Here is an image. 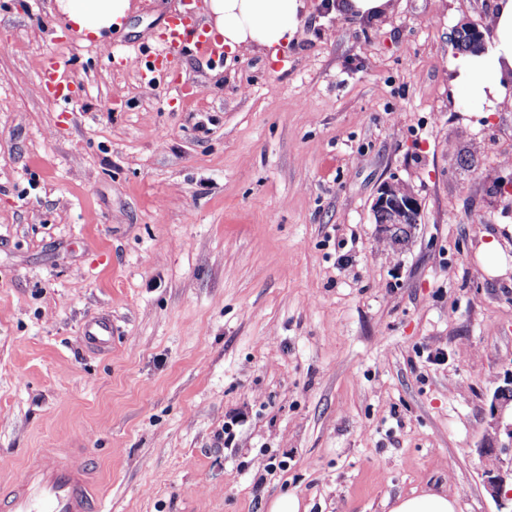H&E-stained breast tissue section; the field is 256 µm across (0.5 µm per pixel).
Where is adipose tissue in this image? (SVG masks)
Masks as SVG:
<instances>
[{"label":"adipose tissue","mask_w":512,"mask_h":512,"mask_svg":"<svg viewBox=\"0 0 512 512\" xmlns=\"http://www.w3.org/2000/svg\"><path fill=\"white\" fill-rule=\"evenodd\" d=\"M56 8L79 35L99 37L127 18L131 0H56ZM212 30L228 52H275L288 46L299 30L307 0H209ZM489 50L463 54L452 62V84L465 105L477 112L512 107V0H494L487 21Z\"/></svg>","instance_id":"1"}]
</instances>
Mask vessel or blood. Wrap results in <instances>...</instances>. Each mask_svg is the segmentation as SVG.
Listing matches in <instances>:
<instances>
[{"instance_id":"obj_1","label":"vessel or blood","mask_w":512,"mask_h":512,"mask_svg":"<svg viewBox=\"0 0 512 512\" xmlns=\"http://www.w3.org/2000/svg\"><path fill=\"white\" fill-rule=\"evenodd\" d=\"M161 38L163 49L142 44L134 48L132 55L115 58V65L135 66L143 87L157 89L176 84L178 67L187 48L218 57L223 54L222 48L197 25L194 0H184L182 11L168 18ZM39 87L59 111H69L74 85L55 58L42 62ZM81 335L84 345L111 350V316L97 315L85 321ZM100 502L94 473L77 448L37 454L27 464L22 480L0 488V512H97Z\"/></svg>"}]
</instances>
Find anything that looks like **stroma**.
Returning <instances> with one entry per match:
<instances>
[{"label":"stroma","instance_id":"obj_1","mask_svg":"<svg viewBox=\"0 0 512 512\" xmlns=\"http://www.w3.org/2000/svg\"><path fill=\"white\" fill-rule=\"evenodd\" d=\"M53 2L0 0V481L78 448L104 512H269L286 490L304 512L426 490L497 512L512 108L467 111L451 85L456 32L491 0H391L372 21L308 0L277 61L189 54L196 97L109 64L182 0H132L93 47ZM50 54L67 112L37 88ZM389 181L419 203L398 245L373 214ZM102 312L108 355L78 341Z\"/></svg>","mask_w":512,"mask_h":512}]
</instances>
